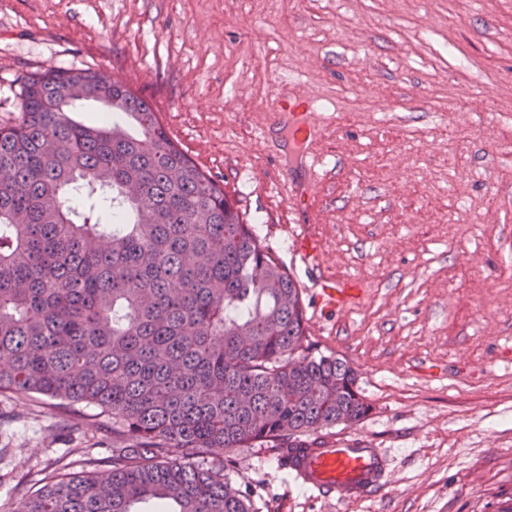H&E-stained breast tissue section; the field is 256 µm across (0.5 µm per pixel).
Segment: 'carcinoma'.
I'll return each mask as SVG.
<instances>
[{"label": "carcinoma", "instance_id": "1", "mask_svg": "<svg viewBox=\"0 0 512 512\" xmlns=\"http://www.w3.org/2000/svg\"><path fill=\"white\" fill-rule=\"evenodd\" d=\"M108 111L73 118L70 84ZM300 288L151 105L88 69L29 77L0 122V393L112 413V454L14 512H251L233 451L359 421L355 370L296 355ZM182 448L185 460L167 450Z\"/></svg>", "mask_w": 512, "mask_h": 512}]
</instances>
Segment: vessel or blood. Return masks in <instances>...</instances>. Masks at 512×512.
Listing matches in <instances>:
<instances>
[{
    "mask_svg": "<svg viewBox=\"0 0 512 512\" xmlns=\"http://www.w3.org/2000/svg\"><path fill=\"white\" fill-rule=\"evenodd\" d=\"M278 110L273 115V126L286 150L298 155L304 176L289 179L290 196L295 206H306L324 176L318 171L323 163L319 151L323 125L319 103L305 95L294 93L277 98ZM296 252L301 261L322 262L323 246L312 234L301 236ZM361 283L354 278L338 279L322 276L318 283V298L332 308H343L359 299ZM294 469L305 483L326 494L341 492L356 498L377 488L386 464L371 448L345 443L333 448H309L300 453Z\"/></svg>",
    "mask_w": 512,
    "mask_h": 512,
    "instance_id": "b4317fda",
    "label": "vessel or blood"
}]
</instances>
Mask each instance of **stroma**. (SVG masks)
<instances>
[{
  "instance_id": "35a3bbf8",
  "label": "stroma",
  "mask_w": 512,
  "mask_h": 512,
  "mask_svg": "<svg viewBox=\"0 0 512 512\" xmlns=\"http://www.w3.org/2000/svg\"><path fill=\"white\" fill-rule=\"evenodd\" d=\"M48 68L103 71L149 102L174 143L235 196L303 290L305 343L346 360L369 405L307 434L385 458L380 487L320 496L273 442L225 475L253 512H497L512 496V0H0V121ZM331 118L335 177L301 212L258 129L276 83ZM364 282L318 307L293 248ZM112 445V416L0 394V512ZM297 255L302 262H317V266L323 265V246L322 242L311 233L301 236L297 242Z\"/></svg>"
}]
</instances>
